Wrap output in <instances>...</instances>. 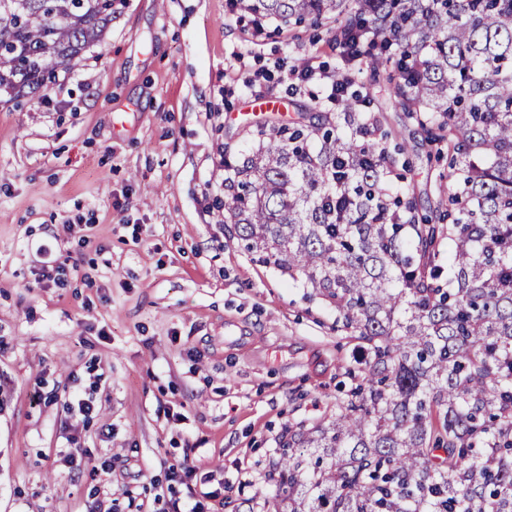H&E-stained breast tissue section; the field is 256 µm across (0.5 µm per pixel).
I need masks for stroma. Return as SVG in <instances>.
Returning <instances> with one entry per match:
<instances>
[{
	"instance_id": "stroma-1",
	"label": "stroma",
	"mask_w": 512,
	"mask_h": 512,
	"mask_svg": "<svg viewBox=\"0 0 512 512\" xmlns=\"http://www.w3.org/2000/svg\"><path fill=\"white\" fill-rule=\"evenodd\" d=\"M301 57L335 67L326 25L254 43L228 0H116L81 65L0 103V512H162L186 494L167 479L186 457L217 512H266L282 435L335 413L356 340L244 252L220 206L251 100L284 97L291 119L323 97L290 91L288 69L250 86ZM371 84L429 207L448 164ZM43 245L64 287L43 278Z\"/></svg>"
}]
</instances>
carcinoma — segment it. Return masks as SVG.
Masks as SVG:
<instances>
[{"mask_svg":"<svg viewBox=\"0 0 512 512\" xmlns=\"http://www.w3.org/2000/svg\"><path fill=\"white\" fill-rule=\"evenodd\" d=\"M115 0L0 6V95L80 65ZM331 23L334 111L251 126L224 156V223L362 342L329 420L288 430L267 512H512V0H230ZM450 156L421 212L357 74Z\"/></svg>","mask_w":512,"mask_h":512,"instance_id":"carcinoma-1","label":"carcinoma"}]
</instances>
